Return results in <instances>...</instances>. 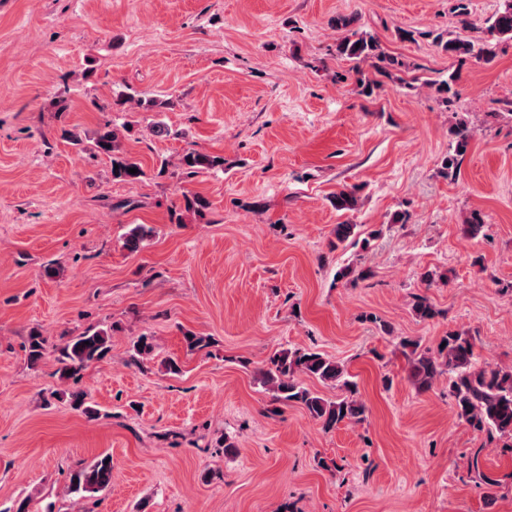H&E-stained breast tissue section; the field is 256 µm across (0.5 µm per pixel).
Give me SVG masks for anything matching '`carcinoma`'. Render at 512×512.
Instances as JSON below:
<instances>
[{
    "label": "carcinoma",
    "mask_w": 512,
    "mask_h": 512,
    "mask_svg": "<svg viewBox=\"0 0 512 512\" xmlns=\"http://www.w3.org/2000/svg\"><path fill=\"white\" fill-rule=\"evenodd\" d=\"M487 37L472 40L457 36L435 37L441 50L454 58H474L490 61L495 57L496 42L512 39V0H505L491 18L487 20ZM336 54L357 64L369 62L382 74L398 70L405 63L387 53L380 41L366 31L350 30L336 42ZM453 151L442 162L440 174L450 180L459 173L460 158L466 153L472 134L465 123H460ZM72 144L83 146L91 154L112 156V178L119 182L134 183L144 176L141 164L133 157L118 153V129L106 123L92 134L82 138L68 135ZM224 167V158L188 149L180 158L179 168L187 177L196 176L206 170ZM135 168L131 174L128 169ZM356 190L342 188L333 197L338 210H356ZM463 224L465 232L475 238L485 234L486 224L478 211L467 215ZM360 225L345 221L334 227L331 248H345L347 242L361 244L366 249L370 241L380 235L375 230L361 237ZM152 235V228L145 224H134L124 236L123 247L130 253L140 251L142 244ZM413 312L421 320L434 318L438 311L428 297L415 296ZM112 328H89L67 339L62 345L51 347L47 339L38 332L28 336L27 360L30 366L40 364L48 354L55 355L59 364L57 373L62 380H78L80 372L101 360L109 351ZM400 345L410 350L408 356L409 377L420 391L432 389L442 377L448 382V398L452 401L458 421L491 441L499 440L506 448H512V367L493 365L476 352L473 337L459 332H450L440 338L436 346L423 347L417 340L404 338ZM331 384L342 391L334 399L325 398L310 389L301 376ZM260 383L273 394L274 400L283 404L300 405L310 418L332 430L342 422L360 421L365 406L357 398V382L342 365L326 354L310 348H288L274 352L268 365L260 374ZM112 454L102 453L85 466L75 470L69 479L68 493L80 499H91L106 492L112 485Z\"/></svg>",
    "instance_id": "1"
}]
</instances>
